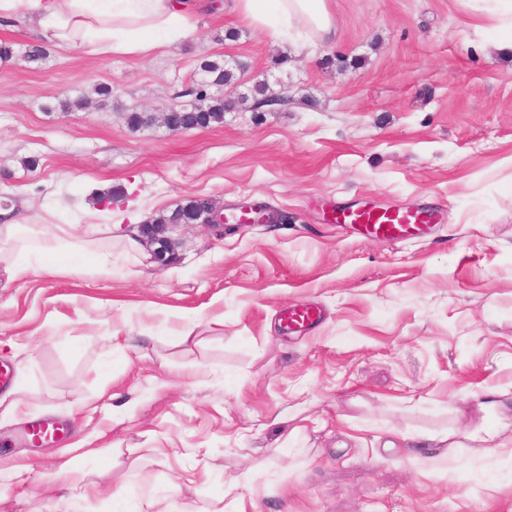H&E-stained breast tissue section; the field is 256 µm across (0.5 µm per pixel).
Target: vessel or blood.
I'll return each instance as SVG.
<instances>
[{"instance_id": "obj_1", "label": "vessel or blood", "mask_w": 512, "mask_h": 512, "mask_svg": "<svg viewBox=\"0 0 512 512\" xmlns=\"http://www.w3.org/2000/svg\"><path fill=\"white\" fill-rule=\"evenodd\" d=\"M434 213L425 210H376L373 208H344L339 223L357 225L363 234L379 241H399L412 233L425 232L435 223ZM321 319V313L313 307H299L284 313L282 320L288 330L306 331ZM28 439L43 442L59 441L64 437L63 428L54 421L41 420L31 423L26 429Z\"/></svg>"}]
</instances>
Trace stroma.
I'll return each instance as SVG.
<instances>
[{
    "instance_id": "1",
    "label": "stroma",
    "mask_w": 512,
    "mask_h": 512,
    "mask_svg": "<svg viewBox=\"0 0 512 512\" xmlns=\"http://www.w3.org/2000/svg\"><path fill=\"white\" fill-rule=\"evenodd\" d=\"M209 4L147 57L52 46L0 61L14 219L111 238L116 264L14 282L0 265V365L24 411L0 421V462L29 476H0V512H138L163 495L178 512H512V446L466 439L498 421L478 399L512 394V58L456 0H331L339 41L292 52L232 0ZM208 57L244 65L223 123L127 127L126 110L197 86ZM261 79L287 105L239 104ZM100 83L111 98L57 110ZM107 191L103 210L91 197ZM253 196L288 223L187 227L165 266L123 262L109 234L190 197ZM366 202L441 217L405 243L324 219ZM297 304L323 320L286 331ZM115 331L133 349L113 352ZM41 418L65 439L31 446ZM444 430L461 447L431 442ZM91 432L97 456L76 449Z\"/></svg>"
}]
</instances>
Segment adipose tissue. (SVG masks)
I'll return each instance as SVG.
<instances>
[{
	"mask_svg": "<svg viewBox=\"0 0 512 512\" xmlns=\"http://www.w3.org/2000/svg\"><path fill=\"white\" fill-rule=\"evenodd\" d=\"M462 2L471 14L490 21L496 49L512 50V0ZM204 7L203 0H0V17L35 16L43 38L67 47H87L100 57H145L184 41L191 17ZM235 8L253 28L294 47L339 38L330 0H235ZM82 255L96 274L112 275L111 252L89 250L73 225L59 224L45 234L35 224H0V261L6 262L12 279L75 273Z\"/></svg>",
	"mask_w": 512,
	"mask_h": 512,
	"instance_id": "1",
	"label": "adipose tissue"
}]
</instances>
